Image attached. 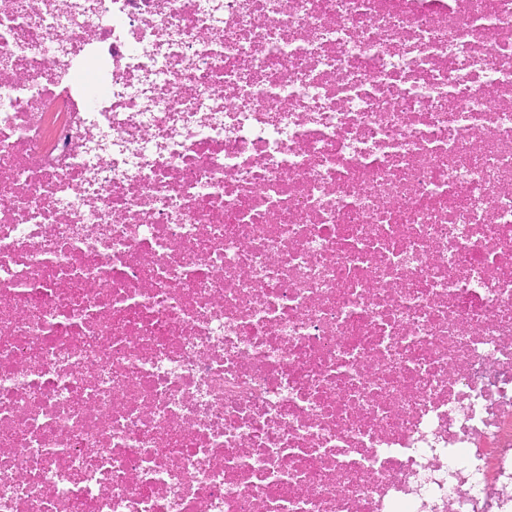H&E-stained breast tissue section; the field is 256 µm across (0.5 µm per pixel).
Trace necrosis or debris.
<instances>
[{"instance_id":"necrosis-or-debris-1","label":"necrosis or debris","mask_w":512,"mask_h":512,"mask_svg":"<svg viewBox=\"0 0 512 512\" xmlns=\"http://www.w3.org/2000/svg\"><path fill=\"white\" fill-rule=\"evenodd\" d=\"M0 512H512V0H0Z\"/></svg>"}]
</instances>
